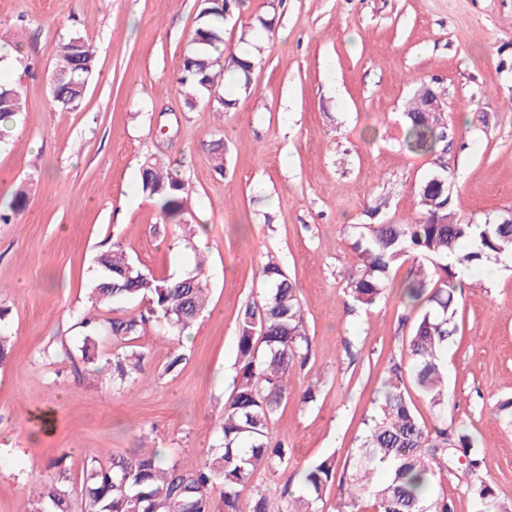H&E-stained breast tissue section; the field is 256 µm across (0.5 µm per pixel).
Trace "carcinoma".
<instances>
[{
  "instance_id": "1",
  "label": "carcinoma",
  "mask_w": 512,
  "mask_h": 512,
  "mask_svg": "<svg viewBox=\"0 0 512 512\" xmlns=\"http://www.w3.org/2000/svg\"><path fill=\"white\" fill-rule=\"evenodd\" d=\"M244 0H207L197 18V27L185 51L178 83L186 104L205 100L218 113L236 108L239 97L250 92L251 76L262 61L263 44L241 36L247 48L236 53L219 50L224 44V21ZM218 51L214 55L209 49ZM50 79L52 103L69 111L80 106L88 78L95 65L93 46L72 37L55 50ZM228 74L236 91L213 92L212 78ZM430 95H445L435 84H420L406 106L404 146L415 154L432 156L442 163L446 138L433 112L421 111ZM25 109L24 93L0 79V121ZM434 169L419 185L416 217L398 224H359L354 251L359 263L347 288L361 305L376 303L383 295L397 264L413 255L419 259L414 276L402 286L403 301L422 309L412 326L408 344L400 357L390 361L388 376L373 400L375 415L340 477L343 498L337 512H450L448 501L435 495L436 469L447 470L466 459V471L475 474L481 460L470 453L471 436L466 431H448V389L445 386L444 352L456 332V286L448 256L471 270L512 259L510 215L497 214L484 224L454 220L448 185L452 173L439 181ZM140 190L159 205L163 218L178 223L186 212L187 184L166 164L144 163ZM100 276L90 287L94 305H112L123 299H140L145 310L115 318L100 330L117 340L138 336L151 324L163 323L182 330L206 308L207 276L198 259L192 274L181 279H162L136 266L116 248L97 257ZM267 297L249 305L238 328V358L241 364L233 388L224 401L218 444L204 463L193 471L164 461L158 452L144 450L129 457H114L108 465L93 464L82 480L84 512H320L323 490L336 477V461L328 457L302 476V489L284 488L280 504L264 495L242 502L241 493L265 467L288 466V450L272 443L269 426L288 394L293 367L307 360L310 339L306 330L298 288L281 266L268 260L261 267ZM140 355L124 353L112 360V378L137 379L142 373ZM426 398L434 424L420 420L408 395L406 380ZM388 478L377 479L380 470ZM67 476L33 490V512H71L72 498ZM222 485L220 497L213 496ZM473 493L478 512H492V491L480 482Z\"/></svg>"
}]
</instances>
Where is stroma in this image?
<instances>
[{"mask_svg":"<svg viewBox=\"0 0 512 512\" xmlns=\"http://www.w3.org/2000/svg\"><path fill=\"white\" fill-rule=\"evenodd\" d=\"M267 2L245 0L224 24L234 49L251 18L275 16L250 96L219 115L202 100L187 106L177 83L203 0H0V52L21 55L7 76L27 93L25 111L0 124V207L27 190L15 222L0 224L12 340L0 364V512H30L31 488L59 471L79 492L92 462L144 444L186 471L202 463L238 373L239 317L262 302L271 256L299 288L311 347L270 425L289 464L258 470L243 496L299 491L330 455L344 465L419 315L399 296L413 259L374 305L347 289L356 225L417 213L433 165L402 147L417 84L440 82L458 128L445 155L458 219L481 224L512 208V0H279L273 12ZM75 34L91 42L96 68L81 107L63 112L50 96L52 51ZM154 157L191 191L182 223L164 222L139 190ZM116 245L173 280L205 256L210 305L190 339L156 326L128 341L88 334L84 315L103 324L145 308L88 300L95 256ZM457 300L448 425L468 429L482 466L437 471L435 490L451 512H474L472 487L484 482L497 512H512V428L496 410L512 398V265L471 273ZM88 336L94 372L82 360ZM130 351L143 357L141 380H113L105 365ZM175 351L184 361L166 372ZM310 386L314 402L301 403Z\"/></svg>","mask_w":512,"mask_h":512,"instance_id":"obj_1","label":"stroma"}]
</instances>
